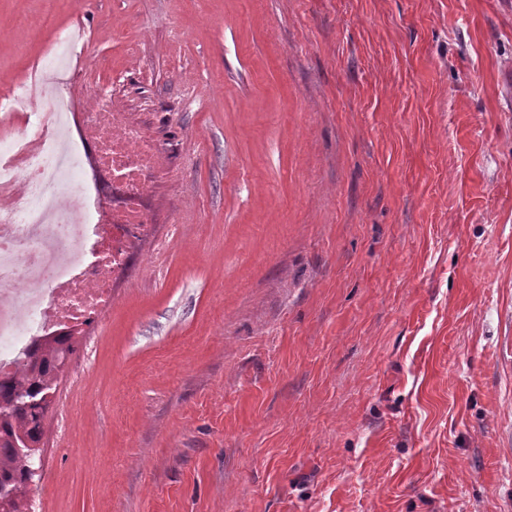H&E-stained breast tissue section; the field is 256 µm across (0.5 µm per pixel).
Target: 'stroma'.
Segmentation results:
<instances>
[{"label": "stroma", "instance_id": "35a3bbf8", "mask_svg": "<svg viewBox=\"0 0 512 512\" xmlns=\"http://www.w3.org/2000/svg\"><path fill=\"white\" fill-rule=\"evenodd\" d=\"M0 0L159 134L167 276L120 281L30 512H512V0Z\"/></svg>", "mask_w": 512, "mask_h": 512}]
</instances>
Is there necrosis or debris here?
<instances>
[{
	"mask_svg": "<svg viewBox=\"0 0 512 512\" xmlns=\"http://www.w3.org/2000/svg\"><path fill=\"white\" fill-rule=\"evenodd\" d=\"M67 109L59 82L40 72L0 102L1 113L26 119L0 158V378L13 376L35 343L88 327L140 245L151 242L158 266L181 230L158 234L147 202L149 185L170 176L160 140L117 111L109 92L97 94L82 126L101 178L74 186L77 152L58 136Z\"/></svg>",
	"mask_w": 512,
	"mask_h": 512,
	"instance_id": "4bbe7bcc",
	"label": "necrosis or debris"
}]
</instances>
